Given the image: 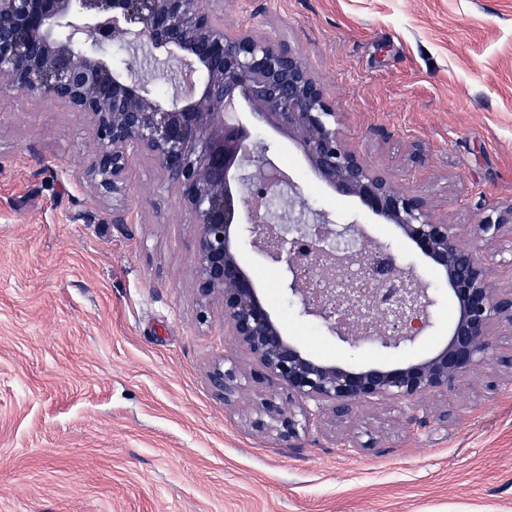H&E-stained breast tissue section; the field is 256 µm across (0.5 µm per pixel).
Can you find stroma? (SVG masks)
Instances as JSON below:
<instances>
[{
  "label": "stroma",
  "instance_id": "35a3bbf8",
  "mask_svg": "<svg viewBox=\"0 0 512 512\" xmlns=\"http://www.w3.org/2000/svg\"><path fill=\"white\" fill-rule=\"evenodd\" d=\"M228 32L279 38L334 103L347 143L402 188L429 197L462 235L512 206V0H224ZM308 206L393 241L357 199L332 194L289 139L257 123ZM427 157L414 163V143ZM88 118L21 91L0 96V512H512V371L476 366L448 398V421H408L400 403L323 414L298 447L252 425L275 393L225 344L219 304L194 286V236L146 156L128 193L83 180ZM127 221L116 224L113 211ZM241 259L285 335L322 360L385 363L299 315L249 244ZM432 334L456 305L443 281ZM235 362V406L211 376Z\"/></svg>",
  "mask_w": 512,
  "mask_h": 512
}]
</instances>
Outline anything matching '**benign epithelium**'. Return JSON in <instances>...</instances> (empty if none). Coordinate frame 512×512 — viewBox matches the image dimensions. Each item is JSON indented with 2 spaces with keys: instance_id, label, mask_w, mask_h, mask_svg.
I'll use <instances>...</instances> for the list:
<instances>
[{
  "instance_id": "7a95c632",
  "label": "benign epithelium",
  "mask_w": 512,
  "mask_h": 512,
  "mask_svg": "<svg viewBox=\"0 0 512 512\" xmlns=\"http://www.w3.org/2000/svg\"><path fill=\"white\" fill-rule=\"evenodd\" d=\"M113 41L151 47L159 67L178 58L186 94L163 103L125 77L133 64L120 70L101 55ZM16 88L89 117L95 147L85 178L98 195H125L133 161H155L193 230L197 292L221 303L226 335L285 394L262 399L253 425L289 448L298 447L320 410L343 419L361 404L393 400L415 420L417 397L448 395L472 368L492 363L495 328L512 331V289L497 286L487 259L502 252L512 206L486 215L463 241L458 225L433 218L428 197L401 189L346 143L335 104L291 46L250 30L226 31L224 0H0V94ZM241 102L288 136L336 195L395 224L443 272L457 314L436 354L351 368L306 354L284 336L241 262L245 242L282 269L283 290L299 314L352 349L371 343L390 355L410 350L435 328L437 289L361 226L338 224L329 212L305 217L288 173L271 175L279 164L270 145H244V129L229 120ZM285 194L288 209L274 219L265 203ZM360 243L382 259V276L363 274ZM212 384L232 405L237 367L217 368Z\"/></svg>"
}]
</instances>
